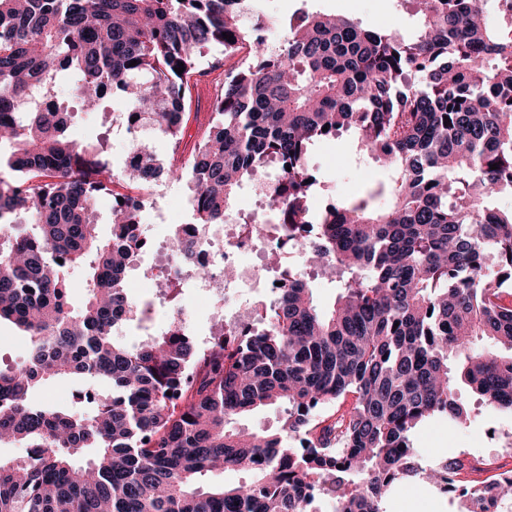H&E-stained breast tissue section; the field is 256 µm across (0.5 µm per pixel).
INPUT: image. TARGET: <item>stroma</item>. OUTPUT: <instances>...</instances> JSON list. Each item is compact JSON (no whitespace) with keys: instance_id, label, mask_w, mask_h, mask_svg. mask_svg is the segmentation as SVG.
<instances>
[{"instance_id":"1","label":"stroma","mask_w":512,"mask_h":512,"mask_svg":"<svg viewBox=\"0 0 512 512\" xmlns=\"http://www.w3.org/2000/svg\"><path fill=\"white\" fill-rule=\"evenodd\" d=\"M307 7L312 11L346 16L371 30L406 35L412 29V20L399 0H308ZM206 60L204 74L191 81L190 110L195 117L187 122L179 149H172L161 135L148 140L149 147L162 162L173 158L186 161L201 136L203 124L209 119L212 99L224 79V55L215 49L207 54ZM310 163L324 180L328 194L339 198L356 195L384 177L378 163L361 154L358 135L352 131L318 143ZM154 187L171 216L167 225L157 223L150 215L145 218V232L153 250H157L166 243L171 224L190 221L191 215L183 211L182 201L191 191L189 181L172 182L164 177L155 181ZM151 265L152 256L147 253L138 266L127 273L128 294L150 302L149 316L154 328H164L179 311L186 315L197 341H205L212 323L211 303L189 283L161 295L155 294L144 285L143 271ZM458 396L469 411L467 423L459 424L438 416L426 419L413 430L411 442L419 450L422 466L433 465L442 457L461 456L481 462L491 471L499 467L512 468V414L493 411L480 404L467 385H459ZM459 506L456 496L443 494L419 480L394 485L386 498L387 512H457Z\"/></svg>"}]
</instances>
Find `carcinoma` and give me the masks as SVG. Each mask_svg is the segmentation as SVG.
<instances>
[{
  "mask_svg": "<svg viewBox=\"0 0 512 512\" xmlns=\"http://www.w3.org/2000/svg\"><path fill=\"white\" fill-rule=\"evenodd\" d=\"M413 1L410 40L301 6L271 47L244 24L250 0H0V165L20 174L0 179L15 229L0 235V322L28 340L25 363L0 368V444L29 449L0 459V512H386L392 486L423 478L459 493L458 512H512V469L463 482L464 459L425 468L409 440L435 415L467 422L458 379L512 413V209L496 205L512 194V0H398ZM213 47L244 55L187 160L192 223H224L274 167L265 268L283 288L202 346L180 319L129 347L116 330L149 308L124 288L149 248L140 190L184 167L136 142L114 171L102 140L72 139L57 89L82 112L118 99L128 134L178 145ZM348 130L389 181L315 214L310 155ZM169 240L177 264L211 274L180 226ZM290 249L336 283L331 309ZM50 382L76 383L84 406L33 400ZM264 407L281 409L274 431L236 425ZM228 467L245 480H203Z\"/></svg>",
  "mask_w": 512,
  "mask_h": 512,
  "instance_id": "cac0c4a2",
  "label": "carcinoma"
}]
</instances>
